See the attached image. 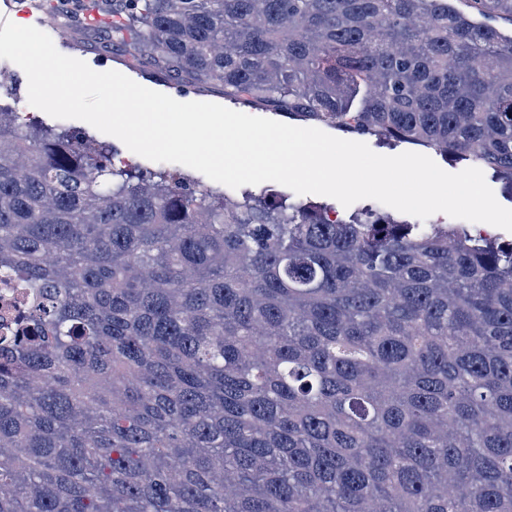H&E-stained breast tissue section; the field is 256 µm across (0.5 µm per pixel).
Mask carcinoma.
<instances>
[{
	"instance_id": "cac0c4a2",
	"label": "carcinoma",
	"mask_w": 512,
	"mask_h": 512,
	"mask_svg": "<svg viewBox=\"0 0 512 512\" xmlns=\"http://www.w3.org/2000/svg\"><path fill=\"white\" fill-rule=\"evenodd\" d=\"M100 0L153 74L490 169L512 0ZM0 112V512H512V243L239 200ZM19 288H9L0 283V335H9L14 329L15 313L9 310L10 306L16 303Z\"/></svg>"
}]
</instances>
